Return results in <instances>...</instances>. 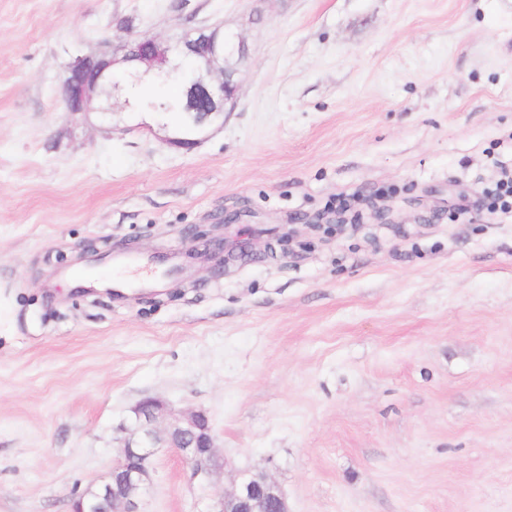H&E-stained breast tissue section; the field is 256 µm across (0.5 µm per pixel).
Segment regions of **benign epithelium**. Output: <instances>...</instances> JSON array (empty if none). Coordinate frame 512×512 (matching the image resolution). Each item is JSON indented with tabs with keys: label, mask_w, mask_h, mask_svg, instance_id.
Returning <instances> with one entry per match:
<instances>
[{
	"label": "benign epithelium",
	"mask_w": 512,
	"mask_h": 512,
	"mask_svg": "<svg viewBox=\"0 0 512 512\" xmlns=\"http://www.w3.org/2000/svg\"><path fill=\"white\" fill-rule=\"evenodd\" d=\"M245 55L243 42L224 41L222 28H198L174 41H162L149 34L131 36L95 58L85 57L71 64L63 84L66 111L84 114L92 101L112 96L116 63H128L157 78L182 70L185 58L194 57L192 78L186 87L184 107L187 121L180 135L166 142L191 148L200 142L204 128L224 120L237 102L236 67ZM135 425L122 441L120 456L109 475L75 495L72 512H140L138 499L150 479L152 449L172 448L194 471L210 473L224 467L216 451L208 416L202 411L174 414L159 399H146L134 408ZM214 512H288L279 486L264 472L240 471L231 491L215 505Z\"/></svg>",
	"instance_id": "obj_1"
}]
</instances>
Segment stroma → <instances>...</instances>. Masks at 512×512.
Segmentation results:
<instances>
[{"mask_svg":"<svg viewBox=\"0 0 512 512\" xmlns=\"http://www.w3.org/2000/svg\"><path fill=\"white\" fill-rule=\"evenodd\" d=\"M213 26L247 56L195 148L121 90L66 112L76 58ZM503 166L512 0H0V512H71L147 398L204 411L226 467L156 449L143 512H212L244 469L290 512H512ZM343 203L359 224L311 225ZM191 231L223 271L141 299L68 284L134 276L87 249Z\"/></svg>","mask_w":512,"mask_h":512,"instance_id":"stroma-1","label":"stroma"}]
</instances>
